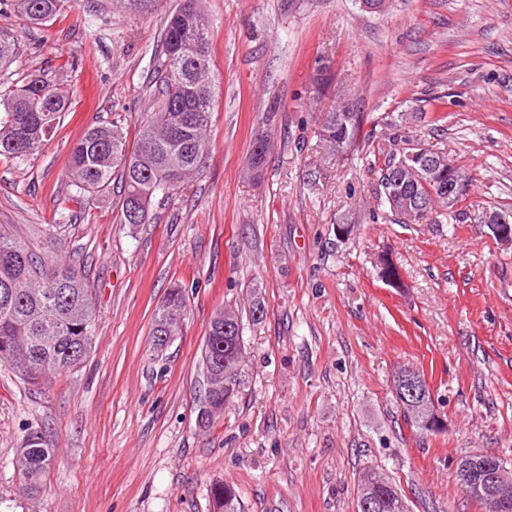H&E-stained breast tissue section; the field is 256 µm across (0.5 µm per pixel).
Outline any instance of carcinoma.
<instances>
[{
    "instance_id": "1",
    "label": "carcinoma",
    "mask_w": 512,
    "mask_h": 512,
    "mask_svg": "<svg viewBox=\"0 0 512 512\" xmlns=\"http://www.w3.org/2000/svg\"><path fill=\"white\" fill-rule=\"evenodd\" d=\"M115 8L143 16L155 13L161 0H113ZM201 0H179L166 16L161 46L155 52L157 107L128 137L117 124H98L87 130L69 153V169L76 186L90 194L114 189L120 223L137 208L149 219L153 198L176 190L201 166L209 149L208 131L214 102L216 75L211 68V29L200 7ZM73 0H0V15L9 12L25 25L45 26L63 17ZM20 51L16 31L0 26V74L9 70ZM69 111L68 99L41 75H32L20 86L0 83V157L23 162L45 145L54 126ZM388 129L381 132L378 127ZM398 124L382 117L369 120L362 112L335 110L320 114L319 136L332 154L351 150L379 161L378 189L389 216L398 224H459L475 221L478 212L461 207L464 199L430 197V190L406 170L394 176L410 148L396 132ZM267 149L254 139L246 171L263 165ZM428 198L429 210L421 212L414 201ZM186 312L182 288L168 289L153 311L151 335L178 336ZM229 329H224V326ZM95 332L92 295L81 269L64 258L48 260L26 241L0 228V362L24 381L40 385L50 376L74 368L73 357L88 354ZM239 313L224 321V310L212 317L202 351L204 379H209L215 358L239 365L231 387L211 397L206 428L224 419V410L246 384L244 347ZM411 426L432 432L435 421L430 391L422 395L418 410L404 409ZM54 449L37 435L16 449V463L23 491L41 492ZM378 485L377 512H410L398 485L371 468L357 480L356 497ZM210 512H242L235 488L218 484L211 489Z\"/></svg>"
}]
</instances>
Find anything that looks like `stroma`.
Here are the masks:
<instances>
[{
  "label": "stroma",
  "mask_w": 512,
  "mask_h": 512,
  "mask_svg": "<svg viewBox=\"0 0 512 512\" xmlns=\"http://www.w3.org/2000/svg\"><path fill=\"white\" fill-rule=\"evenodd\" d=\"M150 16L76 0L44 27L18 29L9 80L44 75L68 94L42 149L0 162V224L44 257L85 271L95 301L89 357L42 385L0 366V512H209L227 483L244 512H357L373 467L412 512H488L456 476L461 457L512 463V246L467 222L372 223L377 172L329 155L317 116L335 99L406 115L402 135L473 177L470 210L512 214V0H203L212 23L211 148L150 221L123 224L111 195L77 192L72 145L93 125L127 131L151 112ZM334 74L318 96L321 64ZM271 147L245 166L257 131ZM359 221L350 240L334 228ZM397 266L402 287L379 275ZM185 290L183 332L151 345L156 304ZM261 292L242 320L247 384L224 419L196 424L211 317ZM423 373L443 428L406 424L393 378ZM55 450L41 492L21 491L15 451L31 434Z\"/></svg>",
  "instance_id": "obj_1"
}]
</instances>
